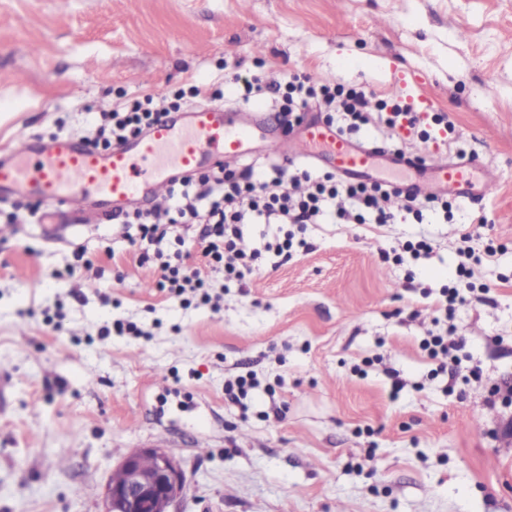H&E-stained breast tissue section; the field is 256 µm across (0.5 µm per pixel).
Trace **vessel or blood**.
Returning a JSON list of instances; mask_svg holds the SVG:
<instances>
[{
	"instance_id": "1",
	"label": "vessel or blood",
	"mask_w": 512,
	"mask_h": 512,
	"mask_svg": "<svg viewBox=\"0 0 512 512\" xmlns=\"http://www.w3.org/2000/svg\"><path fill=\"white\" fill-rule=\"evenodd\" d=\"M254 128L233 121L220 106H200L185 123L163 121L134 145L107 154L82 146L67 136L37 148L31 138L14 145L8 160H0V191L17 190L49 207L81 206L89 195L127 200L140 193L163 196L173 174L197 170L211 160L226 163L248 155ZM268 150L293 156L322 155L345 178L377 180L379 151L340 135L330 125L313 122L285 145L272 139ZM412 183L415 195L448 192L461 199L490 194L494 182L482 168L446 156L427 161Z\"/></svg>"
}]
</instances>
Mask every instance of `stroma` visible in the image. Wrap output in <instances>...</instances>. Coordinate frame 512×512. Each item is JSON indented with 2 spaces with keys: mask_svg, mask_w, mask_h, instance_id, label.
<instances>
[{
  "mask_svg": "<svg viewBox=\"0 0 512 512\" xmlns=\"http://www.w3.org/2000/svg\"><path fill=\"white\" fill-rule=\"evenodd\" d=\"M294 70L400 98L424 129L450 113L462 148L410 135L406 154L465 151L492 193L448 224L308 225L290 257L214 275L216 311L158 291L112 223L152 200L26 224L36 199L0 198V512H101L113 467L156 445L188 479L172 512H512V406L488 399L512 382V0H0V158L25 135L88 144L137 98ZM465 232L496 253L463 276ZM446 287L467 300L443 370L421 343ZM240 376L260 382L243 406Z\"/></svg>",
  "mask_w": 512,
  "mask_h": 512,
  "instance_id": "obj_1",
  "label": "stroma"
}]
</instances>
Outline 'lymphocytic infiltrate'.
I'll list each match as a JSON object with an SVG mask.
<instances>
[{"mask_svg":"<svg viewBox=\"0 0 512 512\" xmlns=\"http://www.w3.org/2000/svg\"><path fill=\"white\" fill-rule=\"evenodd\" d=\"M163 95L134 100L123 111L106 113L95 133V144L112 145L145 135L151 126L169 118ZM283 115L306 109L323 112L326 122L344 135L360 133L381 125L396 130L407 125L421 142L432 135L418 129L419 118L394 100H371L354 86L343 83L315 84L304 74L289 75L279 99ZM396 191L385 183H348L335 173L314 169L294 160L269 159L263 164L249 162L242 169L223 168L200 175L173 179L171 203L165 211V226H158L153 214L135 213L132 224L140 239L161 240L163 232H176L178 225L199 224L203 230L196 251H175L162 260L159 290L181 297L211 300L204 269L222 271L225 280H242L252 273L262 252H289L294 233L273 238L262 248L243 249L242 227L246 224H391L397 214L390 208Z\"/></svg>","mask_w":512,"mask_h":512,"instance_id":"1","label":"lymphocytic infiltrate"}]
</instances>
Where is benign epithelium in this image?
<instances>
[{"label":"benign epithelium","mask_w":512,"mask_h":512,"mask_svg":"<svg viewBox=\"0 0 512 512\" xmlns=\"http://www.w3.org/2000/svg\"><path fill=\"white\" fill-rule=\"evenodd\" d=\"M186 490L184 471L163 450L133 451L112 469L102 512H170Z\"/></svg>","instance_id":"1"}]
</instances>
